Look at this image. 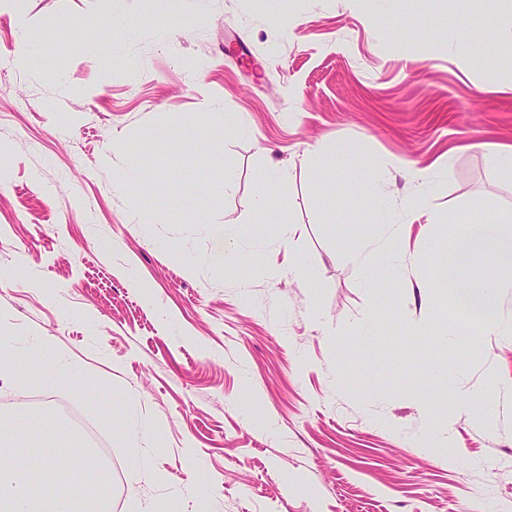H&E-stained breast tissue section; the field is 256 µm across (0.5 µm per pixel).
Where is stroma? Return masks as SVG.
<instances>
[{"mask_svg":"<svg viewBox=\"0 0 512 512\" xmlns=\"http://www.w3.org/2000/svg\"><path fill=\"white\" fill-rule=\"evenodd\" d=\"M494 8L1 7L0 337L15 365L48 345L75 377L37 400L0 377V421L35 418L46 453L81 413L109 471L172 512H512V335L440 347L469 321L434 284L436 245L512 218L487 149L512 145V13L491 32ZM391 221L405 234L382 287L340 237ZM475 391L489 417H455Z\"/></svg>","mask_w":512,"mask_h":512,"instance_id":"stroma-1","label":"stroma"}]
</instances>
